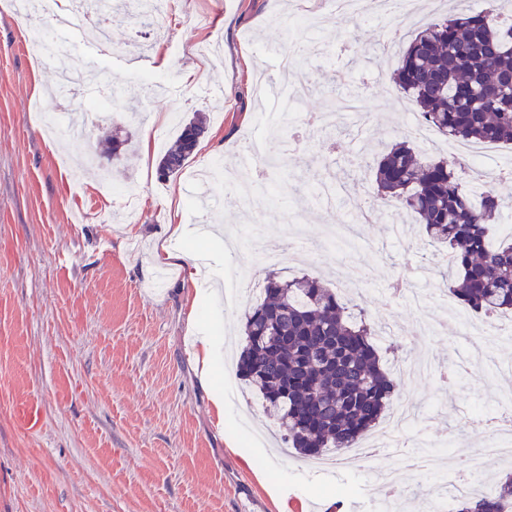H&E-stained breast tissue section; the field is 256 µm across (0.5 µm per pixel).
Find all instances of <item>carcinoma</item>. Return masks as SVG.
<instances>
[{
    "label": "carcinoma",
    "instance_id": "carcinoma-1",
    "mask_svg": "<svg viewBox=\"0 0 512 512\" xmlns=\"http://www.w3.org/2000/svg\"><path fill=\"white\" fill-rule=\"evenodd\" d=\"M390 80L423 122L454 140L512 141V20L487 11L429 21L398 55ZM200 116L180 124L156 173L178 174L204 134ZM132 147L120 128L112 156ZM445 159L424 161L409 142L377 158L375 201L406 212L429 242L448 253L450 291L471 310H512V241L490 242L504 201L488 190L475 200ZM239 377L262 397L283 444L305 458L350 448L376 426L399 396L398 380L381 365L375 331L335 291L308 274L271 272L263 297L242 318ZM455 512H512V477L496 496L471 494Z\"/></svg>",
    "mask_w": 512,
    "mask_h": 512
}]
</instances>
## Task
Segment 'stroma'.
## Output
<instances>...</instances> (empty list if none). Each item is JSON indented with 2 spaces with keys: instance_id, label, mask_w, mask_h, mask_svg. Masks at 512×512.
<instances>
[{
  "instance_id": "obj_1",
  "label": "stroma",
  "mask_w": 512,
  "mask_h": 512,
  "mask_svg": "<svg viewBox=\"0 0 512 512\" xmlns=\"http://www.w3.org/2000/svg\"><path fill=\"white\" fill-rule=\"evenodd\" d=\"M445 14L442 0H432L415 17L389 16L382 29L362 15L336 14L331 0H168L146 27L112 17L106 41L92 27L64 33L97 65L82 101L113 100L77 139L48 132L50 117L74 98L31 54L34 21L0 0V512H381L383 497L370 483L378 470L396 473L406 512H419L422 482L393 451L337 478L311 471L296 454H280V434L253 390L242 382L226 390L227 364L215 367L211 384L200 380L199 332L238 335L245 308L231 295L258 294L266 274L259 241L284 245L299 229L312 248L286 252L283 274L338 289L373 327H401L402 335L377 339L389 365L427 346L436 371L401 390L420 416L408 445L433 449L446 463L444 482L454 480L467 450L488 437L467 418L497 413L512 394V374L479 369L466 381H444L458 345L425 334L421 323L462 307L441 276L444 261L428 262L433 248L415 218L397 243L387 237V213L363 225L355 257L367 278L341 289V256L324 240L329 225L349 218L340 209L326 215L313 197L318 176L330 173L338 192L371 199L369 163L400 140L448 156L445 137H414V106L391 99L385 68L370 63L381 42L402 49L419 26ZM315 38L329 53L282 72L280 50ZM145 74L155 82L148 98L140 95ZM308 75L318 92L304 111L361 94L372 116L366 134L346 125L287 129L299 144L263 173L275 193L262 213L219 181L201 210L188 179L219 164L239 168L241 144L267 133L260 115L275 108L280 84ZM197 115L206 148L177 176L158 180L178 122ZM115 127L129 132L135 153L102 160L107 178L72 177L80 156L98 151ZM175 219L188 228L176 245L195 269L155 257Z\"/></svg>"
}]
</instances>
